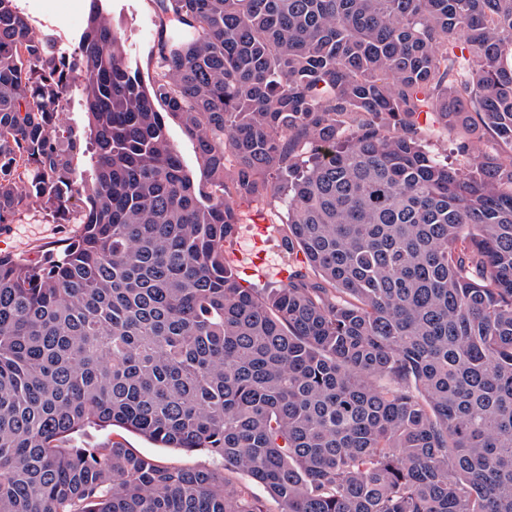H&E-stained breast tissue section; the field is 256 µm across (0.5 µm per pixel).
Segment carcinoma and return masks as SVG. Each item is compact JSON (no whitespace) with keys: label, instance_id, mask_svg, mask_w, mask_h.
I'll use <instances>...</instances> for the list:
<instances>
[{"label":"carcinoma","instance_id":"cac0c4a2","mask_svg":"<svg viewBox=\"0 0 512 512\" xmlns=\"http://www.w3.org/2000/svg\"><path fill=\"white\" fill-rule=\"evenodd\" d=\"M156 4L145 85L100 12L73 67L0 0V232L35 200L82 224L0 254V512H268L232 474L278 512H512V0ZM75 68L85 180L55 125ZM269 196L317 280L228 264L233 200ZM89 427L224 471L70 443ZM166 125L169 138L177 146L187 170H189L191 175H193L197 181H203L204 175L201 168V162L196 153L193 141L183 134L176 119L167 117ZM438 126L426 129V146L432 152V154L438 155L440 159H444L448 156V161L457 162L460 159L455 153L454 137L455 132L448 129L447 133H437L434 129Z\"/></svg>","mask_w":512,"mask_h":512}]
</instances>
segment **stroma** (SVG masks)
Listing matches in <instances>:
<instances>
[{
  "label": "stroma",
  "mask_w": 512,
  "mask_h": 512,
  "mask_svg": "<svg viewBox=\"0 0 512 512\" xmlns=\"http://www.w3.org/2000/svg\"><path fill=\"white\" fill-rule=\"evenodd\" d=\"M90 2L15 0V5L28 18L35 36L50 38L58 55L73 59L79 53ZM99 8L122 37L127 64L139 72L143 81H151L157 72L154 46L159 31L154 0H101ZM65 98V109L57 122L60 136L71 133L86 136L87 114L81 77H73ZM236 208L241 215V224L233 241L225 247L228 259L236 270L246 274L248 283L254 287H279L289 269L302 263L301 256L290 254L285 248L288 234L285 203L274 197L261 202L240 200ZM79 231L76 224L54 223L34 205L11 224L7 232L0 234V253L40 263L48 254L62 250ZM115 440L166 463L205 465L218 470L224 467L221 458L208 453L159 448L144 437L117 427L101 431L92 429L86 436L87 443L100 446Z\"/></svg>",
  "instance_id": "1"
}]
</instances>
